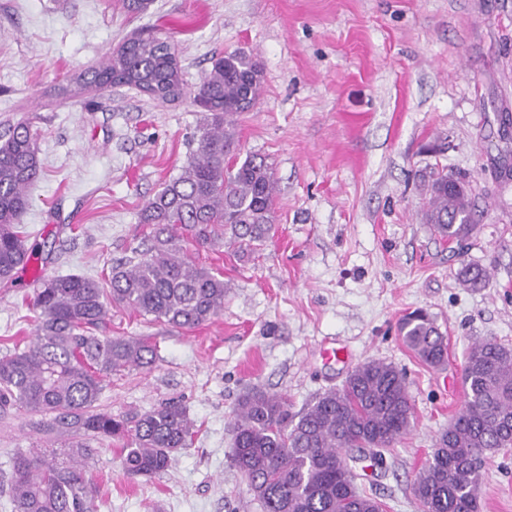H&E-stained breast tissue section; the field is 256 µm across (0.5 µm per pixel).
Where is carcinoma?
<instances>
[{"label": "carcinoma", "mask_w": 512, "mask_h": 512, "mask_svg": "<svg viewBox=\"0 0 512 512\" xmlns=\"http://www.w3.org/2000/svg\"><path fill=\"white\" fill-rule=\"evenodd\" d=\"M174 48L161 31L135 33L96 67L59 87V95L83 90L154 84L151 98L182 89L203 112L196 144L181 173L143 205L139 223L150 227L149 247L111 267L109 286L77 274L42 280L33 306L39 311L33 338L0 357V409H29L51 416L48 429L70 436L67 448L19 452L12 458L6 492L12 512H94L96 490L86 466L98 449L90 440L121 442L125 475L151 478L189 447L195 425L179 406L133 416L97 409L108 374L146 368L156 348L133 336L87 334L113 303L180 329L195 328L224 310V278L196 263L187 245L224 243L248 256L272 238L276 184L266 158H240L237 117L259 97L258 65L241 52L213 58L199 85L185 86L170 65ZM42 169L31 123L15 125L0 142V281L13 279L28 260L22 220L29 187ZM422 221L459 246L477 231L469 181L432 167ZM461 284L480 290L487 269L466 264ZM406 346L425 364L440 368L448 344L426 311L399 322ZM465 407L435 439L431 459L413 491L422 512H478L482 463L512 448V347L483 340L469 348L463 366ZM413 405L404 374L393 364H358L343 385L293 412L288 398L252 390L233 411L231 462L248 481L262 512H384V504L359 490L357 465L381 464L411 428Z\"/></svg>", "instance_id": "1"}]
</instances>
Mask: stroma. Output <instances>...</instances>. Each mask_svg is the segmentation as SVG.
<instances>
[{
  "label": "stroma",
  "mask_w": 512,
  "mask_h": 512,
  "mask_svg": "<svg viewBox=\"0 0 512 512\" xmlns=\"http://www.w3.org/2000/svg\"><path fill=\"white\" fill-rule=\"evenodd\" d=\"M0 0V135L31 122L43 170L23 219L33 251L0 283V356L31 340L43 276L108 277L144 247L143 204L177 176L201 114L127 88L66 99V75L102 61L132 31L161 28L187 86L231 51L262 70L257 104L234 127L242 153L266 156L276 180L275 236L251 257L228 246L196 250L224 277L223 312L181 330L121 307L90 330L156 346L152 368L112 373L101 411L143 413L174 403L196 425L169 469L132 480L116 442L87 467L96 512H261L232 466L230 415L252 388L301 409L368 360L406 376L414 414L404 439L358 486L385 512H421L413 482L437 435L465 402L462 368L473 342L512 345V0ZM467 173L482 213L465 246L423 224L432 165ZM486 268V288L457 273ZM423 309L448 343L439 368L397 331ZM344 349L343 361L326 358ZM46 415L0 412V476L18 450L61 448ZM480 512H512V448L484 465Z\"/></svg>",
  "instance_id": "1"
}]
</instances>
